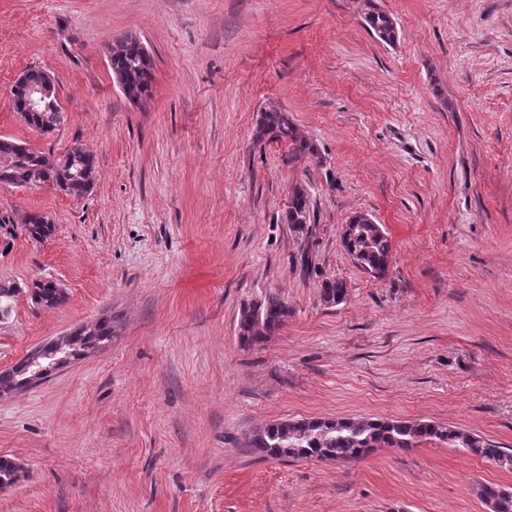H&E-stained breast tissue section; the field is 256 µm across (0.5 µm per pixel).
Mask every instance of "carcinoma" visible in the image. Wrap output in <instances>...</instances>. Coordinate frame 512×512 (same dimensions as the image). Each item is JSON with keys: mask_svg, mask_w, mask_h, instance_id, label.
<instances>
[{"mask_svg": "<svg viewBox=\"0 0 512 512\" xmlns=\"http://www.w3.org/2000/svg\"><path fill=\"white\" fill-rule=\"evenodd\" d=\"M364 22L369 34L386 46L396 45L399 39L397 22L381 10L373 0ZM109 66L115 82L121 84L124 96L133 102H145L150 97L153 62L141 40L132 34L116 39L110 48ZM25 124L45 134L64 124L66 115L60 102L52 100L49 110L21 112ZM256 138L260 141L288 144V159L316 155L315 147L301 137L290 113L282 108H271L260 114ZM0 184L15 187L52 186L67 195L81 198L93 188V171L96 156L79 140L54 159L28 147L21 141L0 139ZM311 199L307 190L296 186L292 190L284 223L295 233L309 232L311 224ZM23 228L27 237L42 241L53 233L50 218L33 212L24 217ZM342 245L356 265L375 278L387 275L392 247L382 229L366 213L350 217L342 231ZM33 303L42 308H55L65 301V292L52 280H39L28 289ZM348 287L341 279H326L321 284V298L327 305L344 301ZM291 311L276 295L252 303L240 312L238 336L245 345L266 341L276 330L285 325ZM73 335L94 344L112 340V320L103 318L90 327H80ZM435 440L453 448H460L481 459L505 469H512V450L467 430L440 425L435 422L402 420H292L268 424L257 430L250 440V447L257 453H266L273 459H338L358 460L374 448L410 449L422 441ZM478 498L490 512H512V491L497 485L480 484Z\"/></svg>", "mask_w": 512, "mask_h": 512, "instance_id": "cac0c4a2", "label": "carcinoma"}]
</instances>
